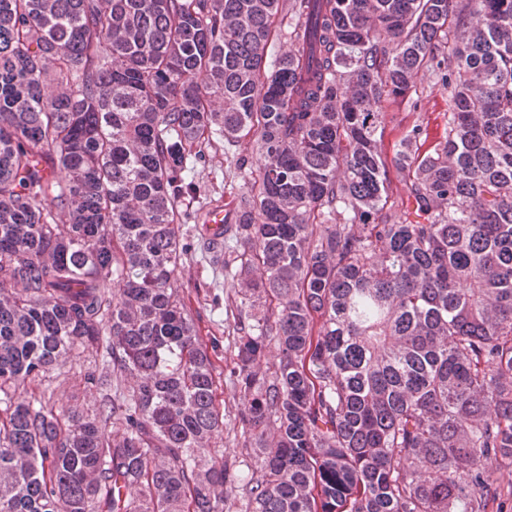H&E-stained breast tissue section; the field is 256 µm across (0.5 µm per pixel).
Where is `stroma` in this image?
I'll return each mask as SVG.
<instances>
[{"mask_svg": "<svg viewBox=\"0 0 512 512\" xmlns=\"http://www.w3.org/2000/svg\"><path fill=\"white\" fill-rule=\"evenodd\" d=\"M381 110L382 147L389 153L414 126L427 127L434 136L441 134L444 114L448 110V96L433 71L425 68L415 78L414 93L403 99H385ZM254 168V163L247 160L246 150L227 146L223 140H216L213 147L205 149L198 163L196 193L179 207L180 230L190 256L180 266L177 275L181 296L199 314L200 334L204 342L215 349L214 362L220 374L218 394L224 409V431L216 438L211 455L215 462L234 464L247 477L259 471L258 451L244 444L240 421L243 401L227 378L233 363L234 330L233 319L227 316L226 309L237 302L239 295L232 276L205 262L195 227L201 222L200 202L220 203L226 208H233L235 197L244 184L241 171L250 172ZM94 366V358L89 353L81 360H66L57 366L51 382L56 399L67 406L82 408L93 405L98 395L84 384L80 374Z\"/></svg>", "mask_w": 512, "mask_h": 512, "instance_id": "1", "label": "stroma"}]
</instances>
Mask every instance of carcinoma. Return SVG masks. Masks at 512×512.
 Masks as SVG:
<instances>
[{
  "instance_id": "1",
  "label": "carcinoma",
  "mask_w": 512,
  "mask_h": 512,
  "mask_svg": "<svg viewBox=\"0 0 512 512\" xmlns=\"http://www.w3.org/2000/svg\"><path fill=\"white\" fill-rule=\"evenodd\" d=\"M424 67L442 135L389 157L379 106ZM215 135L257 159L224 216L248 479L205 454L224 412L175 286ZM90 348L80 411L44 382ZM491 458L512 467V0H0V512L238 491L252 512H506Z\"/></svg>"
}]
</instances>
